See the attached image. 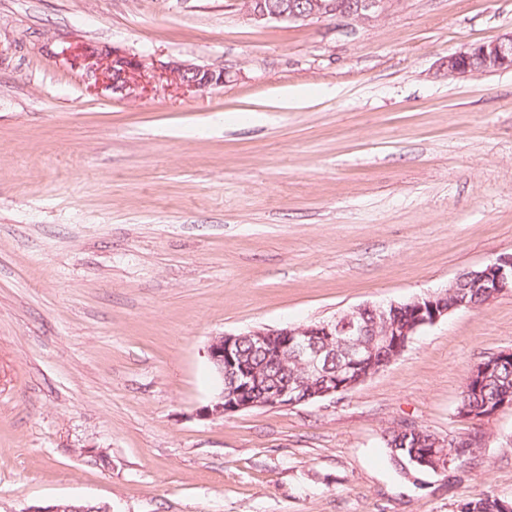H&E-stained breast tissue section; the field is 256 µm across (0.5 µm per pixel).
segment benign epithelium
<instances>
[{
  "label": "benign epithelium",
  "instance_id": "7a95c632",
  "mask_svg": "<svg viewBox=\"0 0 512 512\" xmlns=\"http://www.w3.org/2000/svg\"><path fill=\"white\" fill-rule=\"evenodd\" d=\"M401 0H350L343 8L335 0H310L306 9L297 8L293 0H244V13L253 23H292L307 25L329 19L374 22L394 12ZM133 69V60L124 55H113L108 67L112 91L126 89ZM512 70V34L489 42L477 43L464 51L448 55V75L464 77L473 73ZM171 72L182 83L206 89L224 83V70L215 71L192 64L175 63ZM512 282V253L502 254L489 263L462 273L448 288L414 297L403 302L366 304L343 313L329 321L310 324L286 325L281 328H253L239 334H219L211 338L207 354L220 382V389L207 407L212 417H223L253 407L281 408L300 403L334 398L364 382L380 367L372 358V348L355 337L365 333L368 316L375 317L380 326L376 332L384 350L395 358L421 328L432 325L448 314L472 305L458 301L452 305L444 300L448 290L468 285L479 288L490 302L508 288ZM346 345L349 350L347 365L338 376L323 369L324 353L336 346ZM249 344L273 358L275 363L295 362L303 371L296 381H277L254 368L243 353V344ZM511 351L492 354L470 372L472 379L483 378ZM435 448H455L457 454L481 445L478 437L444 440L431 437ZM27 512H111L107 506H96L92 511L75 507L64 501L47 505H33Z\"/></svg>",
  "mask_w": 512,
  "mask_h": 512
}]
</instances>
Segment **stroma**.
Wrapping results in <instances>:
<instances>
[{"instance_id": "obj_1", "label": "stroma", "mask_w": 512, "mask_h": 512, "mask_svg": "<svg viewBox=\"0 0 512 512\" xmlns=\"http://www.w3.org/2000/svg\"><path fill=\"white\" fill-rule=\"evenodd\" d=\"M512 0L253 24L240 0H0V512H460L512 500V407L458 415L512 350V290L333 399L205 408L212 336L333 319L512 253V71L449 54ZM136 60L108 88L113 53ZM224 69L181 86L173 63ZM407 421L480 436L397 474ZM428 436H425L423 441L421 438L417 439L415 434H411L409 437L407 434L396 435V431L390 429L387 434V438L384 440V447L386 448V459L389 462L390 466L404 476H409L410 471L408 467H404L402 462H405L413 467L419 469H428L433 472L436 469L435 473H442L445 470V464L441 467V463L438 462L437 456H441V453L438 455H434L432 457L422 458L417 455H421L424 452H427L430 448L427 446ZM415 452L417 455H413ZM413 455L412 462L417 464H411L410 460ZM423 466V467H421ZM428 466V467H425ZM432 467V468H429ZM443 468V469H442Z\"/></svg>"}]
</instances>
